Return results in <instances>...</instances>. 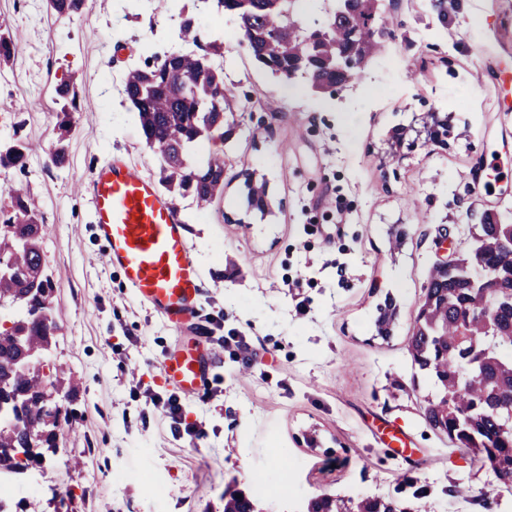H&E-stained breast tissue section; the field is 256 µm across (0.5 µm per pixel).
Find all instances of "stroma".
<instances>
[{
	"instance_id": "stroma-1",
	"label": "stroma",
	"mask_w": 512,
	"mask_h": 512,
	"mask_svg": "<svg viewBox=\"0 0 512 512\" xmlns=\"http://www.w3.org/2000/svg\"><path fill=\"white\" fill-rule=\"evenodd\" d=\"M381 11L393 39L332 92L274 79L234 18L194 0L165 13L153 0H85L70 19L46 0H0V32L20 47L0 65V146H28L25 169L0 168V205L21 182L41 206L58 324L42 361L73 415L17 496L35 492L41 512L62 499L70 512H224L230 490L259 494L262 512H304L323 494L512 512V486L426 422L434 385L408 349L434 265L468 247L482 217L512 224V0H384ZM184 13L223 42L236 108L223 138L193 149L195 161L223 159V194L176 202L203 286L192 323L173 329L108 262L75 188L115 159L153 176L120 89L144 41L178 45ZM71 78L79 108L64 133L55 88ZM435 116L448 126L440 143L426 131ZM257 181L265 214L246 204ZM388 296L398 315L385 338L375 320ZM202 330L209 384L188 396L159 364ZM171 398L202 438L167 416Z\"/></svg>"
}]
</instances>
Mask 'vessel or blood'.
<instances>
[{
    "instance_id": "obj_1",
    "label": "vessel or blood",
    "mask_w": 512,
    "mask_h": 512,
    "mask_svg": "<svg viewBox=\"0 0 512 512\" xmlns=\"http://www.w3.org/2000/svg\"><path fill=\"white\" fill-rule=\"evenodd\" d=\"M79 191L91 201L109 262L123 268L137 297L152 305L168 326L177 328L192 318L200 271L174 204L120 160L98 170ZM211 359L201 343L192 342L168 353L160 372L167 383L193 395L204 389Z\"/></svg>"
}]
</instances>
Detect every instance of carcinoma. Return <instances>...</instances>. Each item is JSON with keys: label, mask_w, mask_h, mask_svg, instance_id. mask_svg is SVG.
Listing matches in <instances>:
<instances>
[{"label": "carcinoma", "mask_w": 512, "mask_h": 512, "mask_svg": "<svg viewBox=\"0 0 512 512\" xmlns=\"http://www.w3.org/2000/svg\"><path fill=\"white\" fill-rule=\"evenodd\" d=\"M219 14L238 22L240 42L254 62L284 81L306 72L311 58L321 61L318 90L340 85L336 54L352 42L359 55L350 59L346 76L360 77L366 62L382 48L380 0H361L353 14L326 11L320 29L303 25L295 16L296 0H199ZM85 0H47L58 15L82 12ZM183 45L160 55L146 43L141 55L145 65L130 70L123 94L137 113L142 138L154 153L158 183L164 192L192 197L205 205L224 192V160L212 157L190 163V147L214 133L224 137V113L233 111L231 91L224 84V44H201L193 17L181 16ZM193 49H188V46ZM26 147L20 143L0 150V165L24 169ZM11 205L0 206V303L19 310L8 329H0V471H27L43 466L45 448L55 447L56 430L69 422V412L54 393L55 382L37 366L48 350L58 326L52 315L53 283L42 269L41 239L46 228L42 212L26 190L9 188ZM249 205L262 211L266 185L249 187ZM512 234L507 224L480 229L473 245L456 253L455 272L433 270L422 298L429 321L414 333L409 351L419 369L436 386L426 400L424 416L435 430L448 431V439L472 452L512 458V423L499 409L512 402V305L488 304V299L467 288V276L478 265L494 269L503 263L499 240ZM484 312L467 323L459 321L464 306ZM396 308L385 298L379 307L378 332L389 336ZM257 499L232 492L224 512H256ZM350 512H395L391 499H363Z\"/></svg>", "instance_id": "1"}]
</instances>
